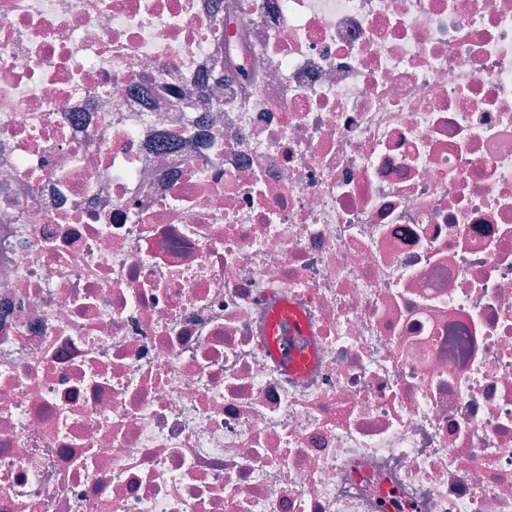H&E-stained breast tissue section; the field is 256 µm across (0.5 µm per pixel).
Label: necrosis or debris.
Returning <instances> with one entry per match:
<instances>
[{
  "label": "necrosis or debris",
  "mask_w": 512,
  "mask_h": 512,
  "mask_svg": "<svg viewBox=\"0 0 512 512\" xmlns=\"http://www.w3.org/2000/svg\"><path fill=\"white\" fill-rule=\"evenodd\" d=\"M0 512H512V0H0Z\"/></svg>",
  "instance_id": "4bbe7bcc"
}]
</instances>
